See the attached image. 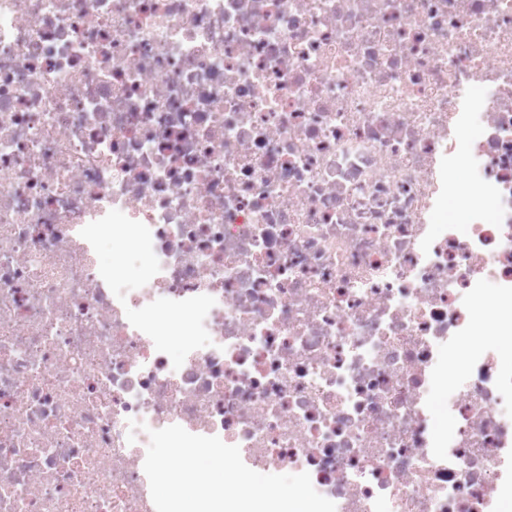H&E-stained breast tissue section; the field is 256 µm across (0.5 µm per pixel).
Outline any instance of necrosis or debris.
<instances>
[{"instance_id":"obj_1","label":"necrosis or debris","mask_w":512,"mask_h":512,"mask_svg":"<svg viewBox=\"0 0 512 512\" xmlns=\"http://www.w3.org/2000/svg\"><path fill=\"white\" fill-rule=\"evenodd\" d=\"M452 199L468 224L432 222ZM485 330L512 338V0H0V512H156L171 425L336 512H500ZM151 263V254L148 250L129 257L124 272L126 284L136 286L144 281L151 272Z\"/></svg>"}]
</instances>
